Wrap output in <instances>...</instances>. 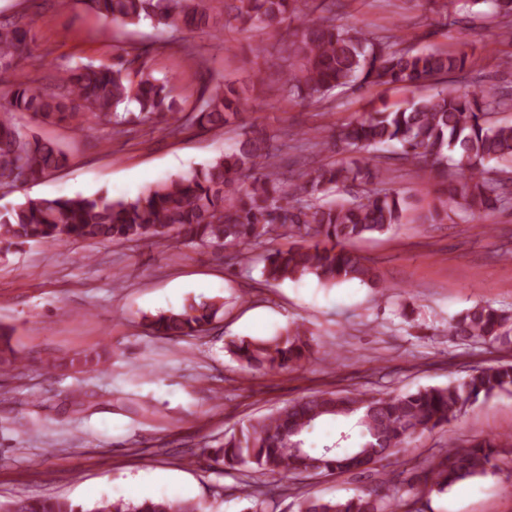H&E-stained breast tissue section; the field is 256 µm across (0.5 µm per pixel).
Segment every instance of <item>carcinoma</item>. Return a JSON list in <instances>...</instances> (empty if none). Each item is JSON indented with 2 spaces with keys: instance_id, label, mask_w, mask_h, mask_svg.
<instances>
[{
  "instance_id": "1",
  "label": "carcinoma",
  "mask_w": 512,
  "mask_h": 512,
  "mask_svg": "<svg viewBox=\"0 0 512 512\" xmlns=\"http://www.w3.org/2000/svg\"><path fill=\"white\" fill-rule=\"evenodd\" d=\"M98 18L117 28L151 21L160 35L186 30L204 32L217 25L209 0H82ZM297 0H234L233 20L243 30L267 29L298 15ZM459 9L481 4L480 17L512 42V0H446ZM403 35H374L330 18L301 20L298 39L290 45L302 61L284 74L281 89L291 99L321 102L337 88L400 84L420 88L452 73H463L474 61L465 52L413 49ZM28 31L8 18L0 20V185L36 183L62 168L61 147L32 134L11 114L29 113L42 121L80 119L77 130L104 119L115 133L129 121L121 109L139 106L145 120L173 111L171 81L155 77L142 55L124 51L110 66L77 62L60 72L56 91L45 92L11 79L15 58L27 47ZM201 105L192 120L202 129L220 130L245 111L243 89L231 81L209 80L200 90ZM512 108L505 97L473 85L461 92L436 91L406 106L378 109L344 125L326 148L358 154L350 162H329L301 171L294 193L282 194L276 148L260 129L242 133L238 146L184 176L157 183L136 199L100 195L28 199L0 210V243L72 240L126 242L167 241L174 245L209 242L231 251L261 245L276 234L292 240L285 248L258 255L268 284L315 278L333 286L360 281L385 295L378 270L347 248L368 234L383 233L401 222L405 199L396 192L374 190L390 169L379 160V148L398 145L400 158L422 169L456 173L448 181V211L473 217L512 203V124L491 115ZM216 301H188L154 316L148 328L159 337L201 336L223 309ZM448 336L487 344L512 342V314L476 304L448 322ZM313 333L301 324L273 336L232 340L228 350L245 367L287 371L314 353ZM0 361L17 363L9 334L0 328ZM86 372L99 370L102 356L86 353L71 359ZM512 389V363L478 367L446 386L412 393L369 396L356 391H320L259 417L239 433L224 438L213 461L237 471L272 478L247 484L242 495L254 501V512H266L278 496L282 479L306 472L343 474L377 464L404 451L413 439L446 426L481 397ZM340 426L336 441L320 450L309 447L317 426ZM512 454V439L484 438L461 446L448 438L427 464L406 480L408 496L390 503L383 493L387 480L353 495L323 499L302 494L297 512H420L427 493H444L498 468L499 456ZM14 512H204L199 502L166 497L143 501L103 500L90 508L59 497L27 500Z\"/></svg>"
}]
</instances>
